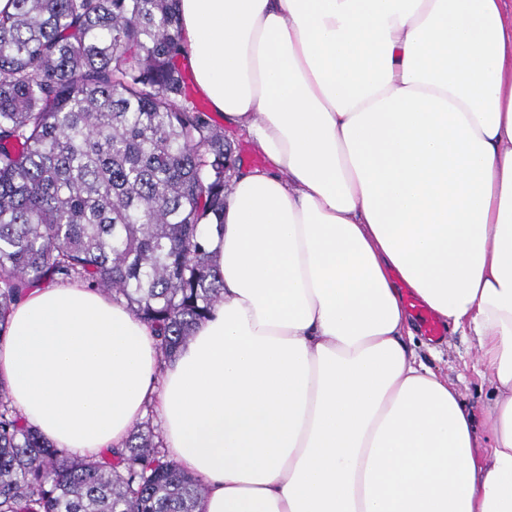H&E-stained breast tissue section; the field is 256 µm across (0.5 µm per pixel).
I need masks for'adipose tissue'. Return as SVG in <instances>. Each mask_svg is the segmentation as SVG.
Wrapping results in <instances>:
<instances>
[{"label":"adipose tissue","mask_w":512,"mask_h":512,"mask_svg":"<svg viewBox=\"0 0 512 512\" xmlns=\"http://www.w3.org/2000/svg\"><path fill=\"white\" fill-rule=\"evenodd\" d=\"M179 15L198 90L265 158L232 179L224 299L165 363L104 294L32 289L0 342L12 404L83 454L156 409L204 512H512V9L179 0ZM409 295L473 336L482 419L419 359Z\"/></svg>","instance_id":"adipose-tissue-1"}]
</instances>
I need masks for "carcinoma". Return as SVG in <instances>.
Returning a JSON list of instances; mask_svg holds the SVG:
<instances>
[{
  "label": "carcinoma",
  "mask_w": 512,
  "mask_h": 512,
  "mask_svg": "<svg viewBox=\"0 0 512 512\" xmlns=\"http://www.w3.org/2000/svg\"><path fill=\"white\" fill-rule=\"evenodd\" d=\"M0 15V342L44 283L112 295L172 360L222 298L204 224L223 232L239 158L189 100L177 0H12ZM201 482L133 427L73 457L0 381V512H203Z\"/></svg>",
  "instance_id": "1"
}]
</instances>
